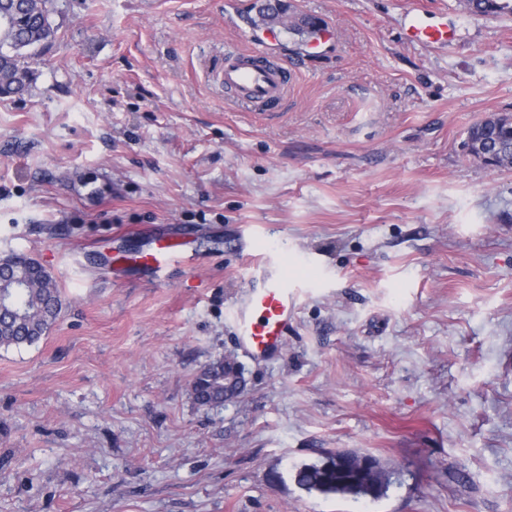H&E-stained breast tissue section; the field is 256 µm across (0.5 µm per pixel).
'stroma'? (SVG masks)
Listing matches in <instances>:
<instances>
[{"mask_svg":"<svg viewBox=\"0 0 512 512\" xmlns=\"http://www.w3.org/2000/svg\"><path fill=\"white\" fill-rule=\"evenodd\" d=\"M263 0H53L55 38L0 96V256L36 258L62 312L0 348V512H512V167L466 155L512 115V17L457 0H286L285 109L224 103L225 45ZM445 47L407 43L415 9ZM186 236L159 281L131 255ZM301 288L284 351L232 311L263 261ZM231 355L219 407L192 383ZM339 450L384 496L310 492Z\"/></svg>","mask_w":512,"mask_h":512,"instance_id":"obj_1","label":"stroma"}]
</instances>
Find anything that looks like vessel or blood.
I'll return each instance as SVG.
<instances>
[{"instance_id": "vessel-or-blood-1", "label": "vessel or blood", "mask_w": 512, "mask_h": 512, "mask_svg": "<svg viewBox=\"0 0 512 512\" xmlns=\"http://www.w3.org/2000/svg\"><path fill=\"white\" fill-rule=\"evenodd\" d=\"M404 30L413 44L443 46L450 40L447 24L427 21L417 13L406 18ZM290 76L287 64L270 58L261 44L247 52L225 50L224 66L217 73L229 104L259 112L283 107ZM184 257L177 244L161 240L149 251L139 253L133 262L153 281ZM297 299L296 286L280 269H262L234 311L242 351L258 359L281 352L288 328L296 318Z\"/></svg>"}]
</instances>
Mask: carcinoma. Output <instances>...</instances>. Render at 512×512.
Listing matches in <instances>:
<instances>
[{"label": "carcinoma", "instance_id": "cac0c4a2", "mask_svg": "<svg viewBox=\"0 0 512 512\" xmlns=\"http://www.w3.org/2000/svg\"><path fill=\"white\" fill-rule=\"evenodd\" d=\"M464 9L482 15L512 16V0H462ZM51 0H0V95L21 94L30 81L28 60L38 56L54 37L49 20ZM319 20L304 16L289 21L288 29L298 35L318 30ZM465 141L488 147L493 153L512 149V123H474ZM8 306L0 312V347L32 345L49 332L62 309L61 292L49 273L39 275L27 288L8 292ZM197 404H224V360L206 365L192 384ZM361 456L338 452L320 465H307L298 473V483L323 495L378 499L389 486V477L378 466L362 473Z\"/></svg>", "mask_w": 512, "mask_h": 512}]
</instances>
